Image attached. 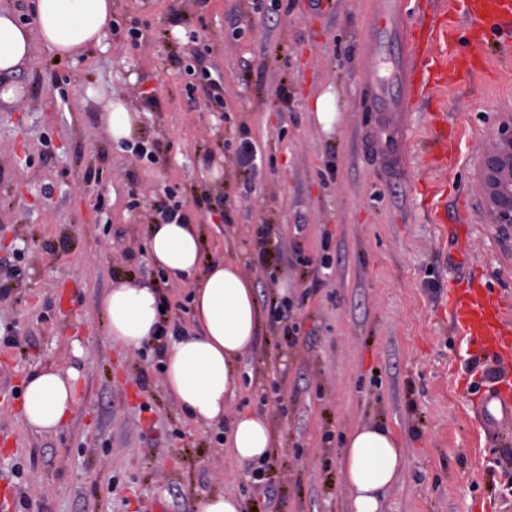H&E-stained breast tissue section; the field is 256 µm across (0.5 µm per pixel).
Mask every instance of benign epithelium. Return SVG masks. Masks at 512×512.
<instances>
[{
    "label": "benign epithelium",
    "mask_w": 512,
    "mask_h": 512,
    "mask_svg": "<svg viewBox=\"0 0 512 512\" xmlns=\"http://www.w3.org/2000/svg\"><path fill=\"white\" fill-rule=\"evenodd\" d=\"M476 182L485 195L493 223L502 239L512 238V115L497 128L494 148L485 153L476 173Z\"/></svg>",
    "instance_id": "benign-epithelium-1"
}]
</instances>
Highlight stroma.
<instances>
[{"label": "stroma", "instance_id": "obj_1", "mask_svg": "<svg viewBox=\"0 0 512 512\" xmlns=\"http://www.w3.org/2000/svg\"><path fill=\"white\" fill-rule=\"evenodd\" d=\"M370 0H112L120 35L77 60L35 49L0 76V272L24 275L0 298V512H198L231 491L245 512H352L338 458L344 434L378 422L405 467L384 512H512V418L483 424L493 357L470 364L448 323V288L476 275L512 308V248L476 185L482 156L512 112V50L411 109L410 163L390 181L365 133ZM144 33L132 46L126 29ZM201 54L224 108L189 90ZM330 95L324 126L315 101ZM141 114L157 163L110 139L100 116ZM259 174L238 165L240 135ZM99 181H86L90 170ZM199 225L206 254L245 266L261 313L239 361L231 413L268 417L275 434L264 506L252 462L220 429L190 420L167 393L154 352L114 342L99 302L112 284L154 285L166 324L197 327L189 282L163 283L146 248L166 194ZM207 205H200V198ZM270 227L260 257L256 226ZM332 267L323 270L322 255ZM288 299L297 337L272 322ZM77 369L79 404L54 433L27 427L25 380Z\"/></svg>", "mask_w": 512, "mask_h": 512}]
</instances>
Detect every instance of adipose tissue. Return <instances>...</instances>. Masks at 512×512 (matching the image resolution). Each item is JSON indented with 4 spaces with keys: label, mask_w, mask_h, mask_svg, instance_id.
Returning <instances> with one entry per match:
<instances>
[{
    "label": "adipose tissue",
    "mask_w": 512,
    "mask_h": 512,
    "mask_svg": "<svg viewBox=\"0 0 512 512\" xmlns=\"http://www.w3.org/2000/svg\"><path fill=\"white\" fill-rule=\"evenodd\" d=\"M34 24L18 23L0 7V73L11 74L31 58L41 41L54 58L76 59L100 42L112 21V0H32ZM203 240L193 224H154L148 250L168 280H191L190 303L197 335L173 340L164 352V385L186 415L220 424L238 388L236 365L256 341L260 324L254 283L239 265L221 257L204 259ZM159 292L153 286L119 281L100 308L112 340L140 347L162 322ZM78 403L76 374L46 368L31 375L22 395L21 416L38 433L61 429ZM340 459L343 485L353 512H383L386 492L399 480L404 454L393 432L361 424L344 436ZM274 445L265 416L240 413L224 435L228 453L262 461Z\"/></svg>",
    "instance_id": "adipose-tissue-1"
}]
</instances>
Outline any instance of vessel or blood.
<instances>
[{
  "label": "vessel or blood",
  "mask_w": 512,
  "mask_h": 512,
  "mask_svg": "<svg viewBox=\"0 0 512 512\" xmlns=\"http://www.w3.org/2000/svg\"><path fill=\"white\" fill-rule=\"evenodd\" d=\"M407 7L408 0H373V23L366 39L371 65L368 106L376 118L366 131L365 142L393 181L403 180L406 174L404 120L411 105L449 76L461 79L471 70L464 56L456 57L451 68L426 58L433 31L409 26ZM461 11L471 44L512 41V0H467ZM448 314L459 333L473 343L472 360L484 353L504 361L512 359V321L494 291L479 283L451 286ZM497 410L512 417V379H500L484 394V419L492 420Z\"/></svg>",
  "instance_id": "obj_1"
}]
</instances>
